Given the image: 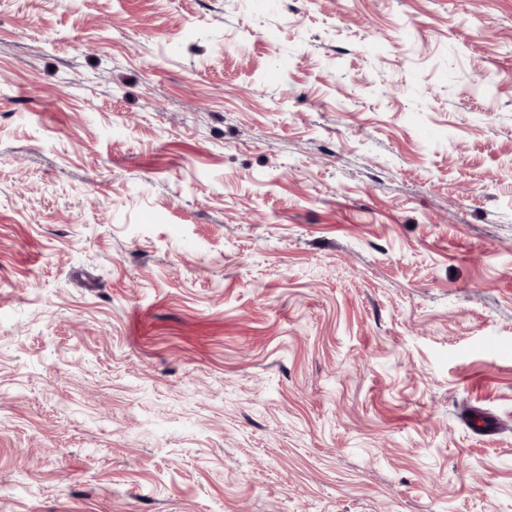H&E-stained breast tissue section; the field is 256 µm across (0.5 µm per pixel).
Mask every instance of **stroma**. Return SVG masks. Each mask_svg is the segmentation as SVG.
<instances>
[{"mask_svg": "<svg viewBox=\"0 0 512 512\" xmlns=\"http://www.w3.org/2000/svg\"><path fill=\"white\" fill-rule=\"evenodd\" d=\"M0 512H512V0H0Z\"/></svg>", "mask_w": 512, "mask_h": 512, "instance_id": "35a3bbf8", "label": "stroma"}]
</instances>
